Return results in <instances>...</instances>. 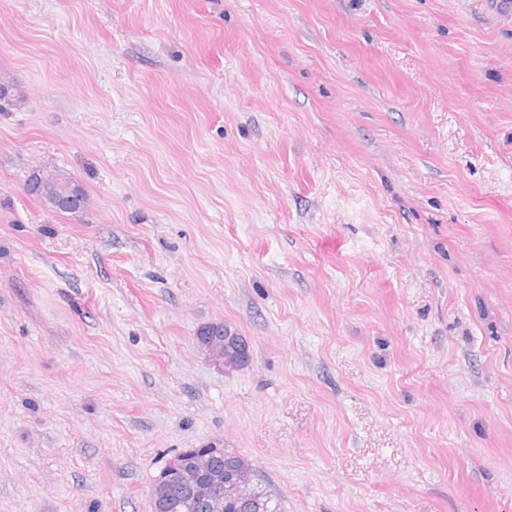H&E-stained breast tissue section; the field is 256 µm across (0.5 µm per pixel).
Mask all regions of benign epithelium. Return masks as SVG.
<instances>
[{"instance_id": "7a95c632", "label": "benign epithelium", "mask_w": 512, "mask_h": 512, "mask_svg": "<svg viewBox=\"0 0 512 512\" xmlns=\"http://www.w3.org/2000/svg\"><path fill=\"white\" fill-rule=\"evenodd\" d=\"M28 188L51 195L59 206H67L75 211L81 207L80 196L56 192L50 177L42 170H36L30 176ZM198 343L203 345L213 360L227 370H235L246 365L250 359L247 342L233 332L224 338L216 336H196ZM192 457L175 469L162 472L152 490V501L155 510L160 512L165 506L164 497L171 485L179 486L190 498L205 500L211 503L214 512H224V501H240L249 496L252 478L250 473L239 471L232 460L227 458L228 476L224 479V493H219L217 481L210 477L213 459L224 456V449L207 444L201 448L191 449Z\"/></svg>"}]
</instances>
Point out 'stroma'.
<instances>
[{"label":"stroma","instance_id":"stroma-1","mask_svg":"<svg viewBox=\"0 0 512 512\" xmlns=\"http://www.w3.org/2000/svg\"><path fill=\"white\" fill-rule=\"evenodd\" d=\"M1 73L0 512L209 443L280 512H512V0H0ZM53 175H54V180L56 182V189L58 191H60L61 193H67L71 188L74 187L75 191L76 192L78 191L81 194V198H82V208L81 209H80V207H81L80 196L75 194V192L70 195L57 193L56 189L54 187V184L50 180V177L47 174H45V172L43 170H36L32 173V175L30 176L28 188L33 191L47 193V194L51 195L53 201L58 206H67L70 209H73L74 211H77L79 209H80L79 212L82 211L87 206L88 199H87V196L84 193V191L81 189V187L78 184H75L74 181L71 180V178L66 177L65 175H63L59 172H55V173H53ZM28 188H27V190H28ZM28 192L31 195L36 196L38 198H40V197L44 198L42 195H40L38 193L29 191V190H28ZM56 210L60 213H65V214L78 213V212H74L69 209L61 208V207ZM200 335L196 336L197 342L209 351L218 365L227 370H235L248 363L250 352L247 342L231 331L224 336V323L206 326L200 330ZM216 336H224V339Z\"/></svg>","mask_w":512,"mask_h":512}]
</instances>
